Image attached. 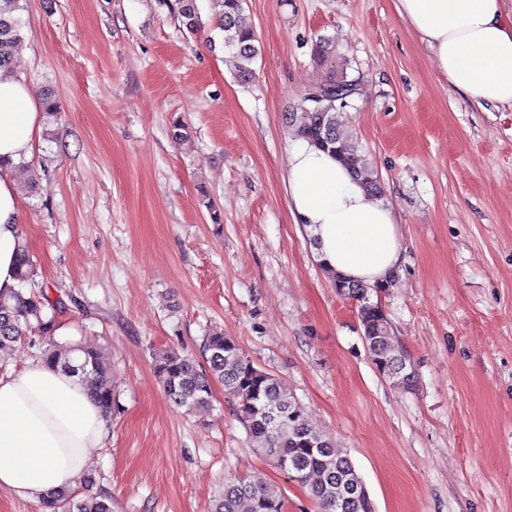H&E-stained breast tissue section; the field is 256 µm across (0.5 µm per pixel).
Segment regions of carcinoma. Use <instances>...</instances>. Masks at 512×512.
Returning a JSON list of instances; mask_svg holds the SVG:
<instances>
[{"label": "carcinoma", "instance_id": "1", "mask_svg": "<svg viewBox=\"0 0 512 512\" xmlns=\"http://www.w3.org/2000/svg\"><path fill=\"white\" fill-rule=\"evenodd\" d=\"M218 10L214 24L223 31V47L242 80L252 77L251 65L259 54L257 36L245 0H213ZM170 8L182 29L197 35L205 28L198 0H175ZM21 0H0V72L13 71L15 56L23 41L18 12ZM355 81L345 72L330 73L314 83L308 92L321 90L325 97L317 104L303 96L297 111L290 113L297 135L303 136L352 165L363 175L370 190L379 195L381 187L371 177L358 153V146L342 129L339 112L348 106ZM36 264L27 248L18 259V290L12 301L0 300V357L9 354L22 338L30 337L42 359L61 365L85 381L105 416L112 417L116 394L112 389L108 353L103 347L63 346L55 340L57 302L48 292L33 291ZM336 291L357 303L362 339L373 364L392 383L412 389L416 372L407 355L395 350L391 326L380 295L392 282L369 287L334 277ZM207 367L176 352L155 357V371L170 402L187 415L209 410L215 383L237 402L238 416L248 433L260 442L259 452L277 468L293 466L289 475L305 484L323 512H375L366 484L350 457L336 448L314 426L288 388L275 375L257 367L236 341L222 332L204 338ZM85 492H62L43 502L49 512H112V502L93 490L96 479H83ZM288 512L287 501L259 481L227 476L222 490L211 500L210 512Z\"/></svg>", "mask_w": 512, "mask_h": 512}]
</instances>
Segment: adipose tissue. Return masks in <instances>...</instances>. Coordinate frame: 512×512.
<instances>
[{
    "label": "adipose tissue",
    "mask_w": 512,
    "mask_h": 512,
    "mask_svg": "<svg viewBox=\"0 0 512 512\" xmlns=\"http://www.w3.org/2000/svg\"><path fill=\"white\" fill-rule=\"evenodd\" d=\"M395 9L464 97L512 108V8L506 0H395ZM40 100L0 77V298L18 288L23 244L12 166L31 158ZM288 209L321 266L365 285L393 278L402 245L390 206L331 152L296 137L284 180ZM108 422L77 375L34 359L0 377V491L30 502L75 488Z\"/></svg>",
    "instance_id": "ef3b65f1"
}]
</instances>
